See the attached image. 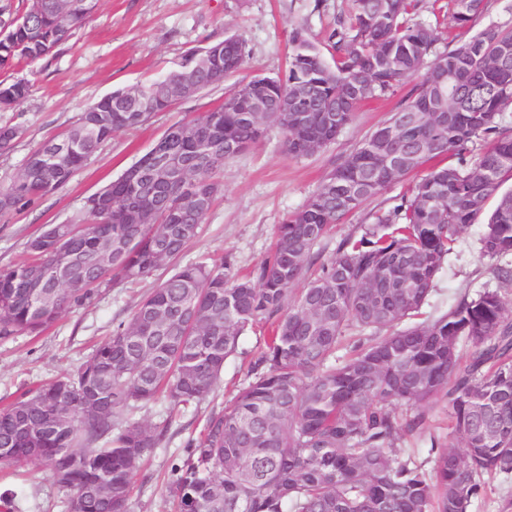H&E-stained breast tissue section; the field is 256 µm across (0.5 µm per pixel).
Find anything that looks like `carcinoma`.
Wrapping results in <instances>:
<instances>
[{"label": "carcinoma", "mask_w": 512, "mask_h": 512, "mask_svg": "<svg viewBox=\"0 0 512 512\" xmlns=\"http://www.w3.org/2000/svg\"><path fill=\"white\" fill-rule=\"evenodd\" d=\"M465 27L487 0H452ZM417 0H352L327 39L331 60L306 29L292 30L287 69L236 85L215 107L178 124L205 144L230 141L217 159L177 140L167 148L185 164L184 180L160 192L151 152L142 157L141 197L131 200L112 180V205L85 206L71 224H46L26 242L27 258L0 268V338L39 335L66 307L91 298V283L150 277L179 259L220 192L224 165L280 129L288 154L314 153L336 138L366 101L422 76L414 96L325 177L298 211L285 216L272 253L247 274L232 256L173 270L132 315L72 373L29 391L0 409V463L61 473L73 492L72 512H127L130 487L147 449L166 428L152 429L136 412L162 395L172 408L199 405L213 392L225 361L257 325L268 332L250 380L236 398L210 414L201 436L172 467L167 494L176 512H469L485 478L512 479V307L496 291L459 296L432 321L413 322L455 244L485 214L480 253L512 257V30L490 27L436 53V30L414 18ZM87 15L69 0H26L14 12L0 5V69L33 63L70 41ZM246 57L231 34L189 49L179 67L147 85L122 87L87 108L78 123L32 152L8 188L4 212L28 206L65 186L98 146L140 126L177 98L223 83ZM263 86V112L237 103ZM29 82L0 81V110L29 95ZM420 115L406 126L398 120ZM381 130L388 148L415 155L398 174L379 160L360 168ZM69 150L44 168L52 143ZM434 165L391 209L378 212L360 235L339 242L298 297L292 285L312 264L315 246L332 226L393 181ZM97 251L102 267L73 265L72 278L44 283L40 273ZM350 351L336 362L343 341ZM448 406L449 435L458 448L436 450L432 467L403 456L393 442L426 427L425 408ZM411 414L399 420L397 408Z\"/></svg>", "instance_id": "obj_1"}]
</instances>
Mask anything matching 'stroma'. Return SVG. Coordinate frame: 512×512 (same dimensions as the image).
<instances>
[{
	"label": "stroma",
	"mask_w": 512,
	"mask_h": 512,
	"mask_svg": "<svg viewBox=\"0 0 512 512\" xmlns=\"http://www.w3.org/2000/svg\"><path fill=\"white\" fill-rule=\"evenodd\" d=\"M351 0H100L97 10L74 37L49 58L19 64L11 78L30 79L29 97L17 109L0 112V125L19 126L12 147L0 152V191L6 190L27 157L46 140L76 124L82 112L101 97L123 86L145 84L175 69L183 53L204 41L242 34L247 56L240 75L223 84L185 97L146 124L119 132L101 144L87 164L62 189L6 214L0 213V267L20 262L25 244L46 224H67L83 211L86 197L120 175L145 154L172 124L186 122L222 104L239 77L274 76L288 62L290 35L305 27L321 43ZM451 0H421L418 18L436 28L438 51H447L489 26L512 27V0H488L472 26H457ZM408 80L384 97L362 104L336 139L320 151L300 158L288 155L277 127H268L260 142L224 168L222 186L198 236L183 259L220 261L232 255L238 268L255 267L275 242L284 216L307 202L336 164L404 103L415 88ZM410 174L389 184L346 216L332 235L316 246L327 261L337 244L359 235L375 213L398 203L417 181ZM481 225H472L438 274L420 320L434 319L463 293L496 290L512 303V283L490 271L493 259L479 253ZM152 280L100 289L90 301L68 308L45 332L0 339V407L42 382L71 371L94 345L109 336L113 325L127 320L152 288ZM266 333L256 328L242 340L243 354L224 364L222 382L200 405L170 409L158 402L140 410L146 424L168 421L169 443L149 449L132 479L128 512H171L165 486L173 465L186 454L188 441L200 437L210 412L230 403L246 384L250 363L265 347ZM445 402L426 410L428 427L396 441L399 449L428 458L431 440L451 446ZM69 491L60 489L45 470L25 464L0 465V500L8 512H69Z\"/></svg>",
	"instance_id": "obj_1"
}]
</instances>
